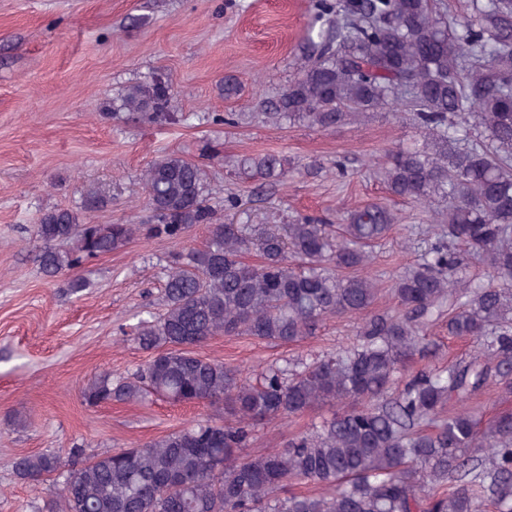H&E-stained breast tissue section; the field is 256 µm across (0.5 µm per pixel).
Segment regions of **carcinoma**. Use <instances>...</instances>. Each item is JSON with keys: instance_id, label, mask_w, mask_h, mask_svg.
I'll use <instances>...</instances> for the list:
<instances>
[{"instance_id": "carcinoma-1", "label": "carcinoma", "mask_w": 512, "mask_h": 512, "mask_svg": "<svg viewBox=\"0 0 512 512\" xmlns=\"http://www.w3.org/2000/svg\"><path fill=\"white\" fill-rule=\"evenodd\" d=\"M317 11L322 24L304 40L295 80L262 116L322 131L380 109L411 116L427 148L387 154L380 176L396 197L447 208L436 241L387 289L399 311L373 312L382 289L359 274L399 221L383 205L338 225L222 222L202 168L171 153L140 174L146 226L44 212L34 233L50 278L138 233L176 242L206 227L203 247L170 256L163 312L131 331L150 357L129 376L100 374L84 400L155 395L224 406L221 418L132 448L15 459L17 476L32 484L63 474L46 512H512V413L483 425L474 409H449L489 384L512 391V0H472L466 15L433 0H317ZM171 90L162 78L128 85L116 109L170 120ZM241 170L286 177L271 154ZM107 202L90 190L82 208ZM470 252L492 282L458 277ZM248 253L259 264L243 262ZM357 315L356 345L253 380L197 353L216 336L295 343L330 316ZM444 316L448 335L473 340L476 352L397 384ZM336 402L348 409L278 451L243 456L258 426ZM301 484L319 492L294 491Z\"/></svg>"}]
</instances>
